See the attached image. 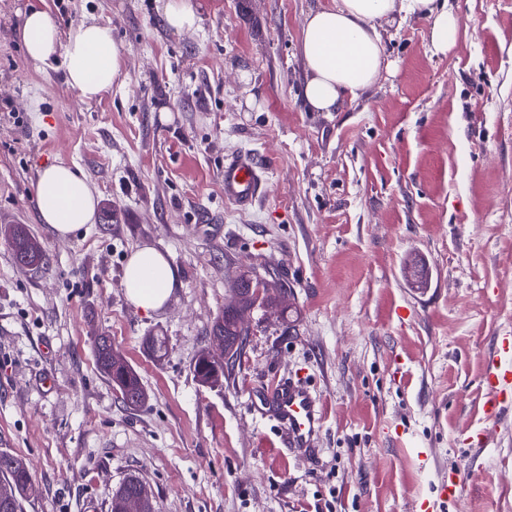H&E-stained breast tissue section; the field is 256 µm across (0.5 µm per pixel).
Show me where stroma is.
<instances>
[{
  "label": "stroma",
  "instance_id": "obj_1",
  "mask_svg": "<svg viewBox=\"0 0 512 512\" xmlns=\"http://www.w3.org/2000/svg\"><path fill=\"white\" fill-rule=\"evenodd\" d=\"M328 2L192 0L200 21L177 33L158 0H0V230L26 225L48 255L21 267L0 234V452L30 469L23 512H109L131 474L156 512H512V409L491 428L480 412L484 362L512 337V0H447L460 27L444 56L425 18L382 24L391 70L315 112L302 29ZM33 4L64 34L111 27L124 63L100 99L28 58ZM240 151L265 167L246 212L220 179ZM59 159L111 223L64 239L41 224L35 183ZM141 246L178 275L151 314L122 286ZM253 269L286 292L247 312L222 386H201L195 359ZM99 336L144 405L99 373ZM282 376L325 403L309 451L284 447L261 402Z\"/></svg>",
  "mask_w": 512,
  "mask_h": 512
}]
</instances>
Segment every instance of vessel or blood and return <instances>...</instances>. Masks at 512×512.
Here are the masks:
<instances>
[{
	"mask_svg": "<svg viewBox=\"0 0 512 512\" xmlns=\"http://www.w3.org/2000/svg\"><path fill=\"white\" fill-rule=\"evenodd\" d=\"M224 199L241 210L251 209L264 191L263 167L255 154L244 152L225 158L220 172ZM486 392L483 418L499 419L512 407V370L502 369L496 359H486L481 378ZM265 399L275 419L285 429V442L291 448L315 447L325 419V406L299 379L282 377L275 381Z\"/></svg>",
	"mask_w": 512,
	"mask_h": 512,
	"instance_id": "1",
	"label": "vessel or blood"
}]
</instances>
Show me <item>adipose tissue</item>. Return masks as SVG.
I'll use <instances>...</instances> for the list:
<instances>
[{"label": "adipose tissue", "mask_w": 512, "mask_h": 512, "mask_svg": "<svg viewBox=\"0 0 512 512\" xmlns=\"http://www.w3.org/2000/svg\"><path fill=\"white\" fill-rule=\"evenodd\" d=\"M413 15L429 22L432 52L447 54L459 20L437 0H332L310 12L302 29L308 105L318 112H333L344 99H356L370 88L392 66L383 51L380 23ZM21 39L33 62L62 54L67 82L83 102L99 99L120 79L123 47L113 40L109 26L86 21L63 39L55 16L32 7L23 15ZM35 195L41 223L56 236H70L97 220L99 198L74 164L60 159L42 169ZM176 284L177 271L159 250L143 246L129 255L123 287L136 309H162Z\"/></svg>", "instance_id": "obj_1"}]
</instances>
